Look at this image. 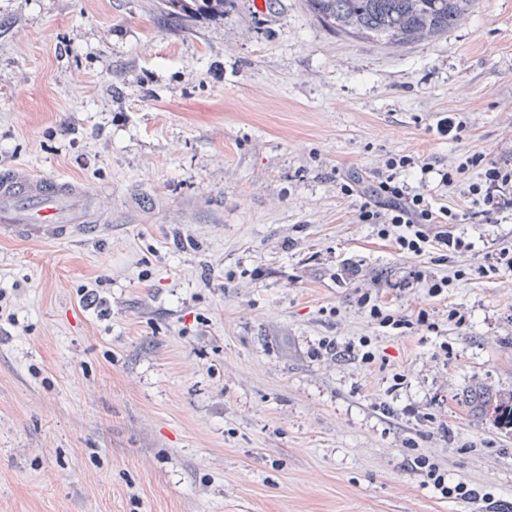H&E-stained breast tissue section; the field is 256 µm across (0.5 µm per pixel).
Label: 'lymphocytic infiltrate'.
I'll use <instances>...</instances> for the list:
<instances>
[{"mask_svg":"<svg viewBox=\"0 0 512 512\" xmlns=\"http://www.w3.org/2000/svg\"><path fill=\"white\" fill-rule=\"evenodd\" d=\"M417 164L413 156L396 154L386 159L370 182H363L355 174L340 176L338 182L344 194L360 197L358 222L376 225L378 236L394 241L399 253L419 258L432 248L451 254L468 251V243L451 230L460 221L459 212L447 206L434 207L425 192L403 179V172ZM440 182L449 190L459 189L466 194L471 201V217L490 218L504 211L512 212L511 164L478 153L442 173ZM359 305L382 329L436 328L427 310H419L413 318L400 315L380 304L369 292L360 295Z\"/></svg>","mask_w":512,"mask_h":512,"instance_id":"lymphocytic-infiltrate-1","label":"lymphocytic infiltrate"}]
</instances>
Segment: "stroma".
Instances as JSON below:
<instances>
[{
	"instance_id": "obj_1",
	"label": "stroma",
	"mask_w": 512,
	"mask_h": 512,
	"mask_svg": "<svg viewBox=\"0 0 512 512\" xmlns=\"http://www.w3.org/2000/svg\"><path fill=\"white\" fill-rule=\"evenodd\" d=\"M510 101L512 0L400 49L303 0L176 21L161 0H0V173L85 186L112 226L0 240V512H488L485 492L512 512V429L467 402L512 391V270L476 272L512 214L453 225L472 248L427 259L452 278L432 298L336 183L412 155L431 170L404 179L465 210L439 174L512 164ZM367 290L437 331H380ZM356 336L372 367L321 347ZM422 454L478 499L443 498Z\"/></svg>"
}]
</instances>
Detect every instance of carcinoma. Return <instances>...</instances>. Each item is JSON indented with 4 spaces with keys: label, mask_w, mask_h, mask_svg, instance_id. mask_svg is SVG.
Returning a JSON list of instances; mask_svg holds the SVG:
<instances>
[{
    "label": "carcinoma",
    "mask_w": 512,
    "mask_h": 512,
    "mask_svg": "<svg viewBox=\"0 0 512 512\" xmlns=\"http://www.w3.org/2000/svg\"><path fill=\"white\" fill-rule=\"evenodd\" d=\"M319 23L338 36L371 39L383 45L429 41L448 33L473 12L476 0H305ZM176 19L200 9L224 13V0H164ZM484 415L501 427L512 426V393L477 398Z\"/></svg>",
    "instance_id": "1"
}]
</instances>
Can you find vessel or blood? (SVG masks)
Returning a JSON list of instances; mask_svg holds the SVG:
<instances>
[{"label":"vessel or blood","mask_w":512,"mask_h":512,"mask_svg":"<svg viewBox=\"0 0 512 512\" xmlns=\"http://www.w3.org/2000/svg\"><path fill=\"white\" fill-rule=\"evenodd\" d=\"M82 191L66 181L0 173V236L23 241H89L104 232Z\"/></svg>","instance_id":"vessel-or-blood-1"}]
</instances>
